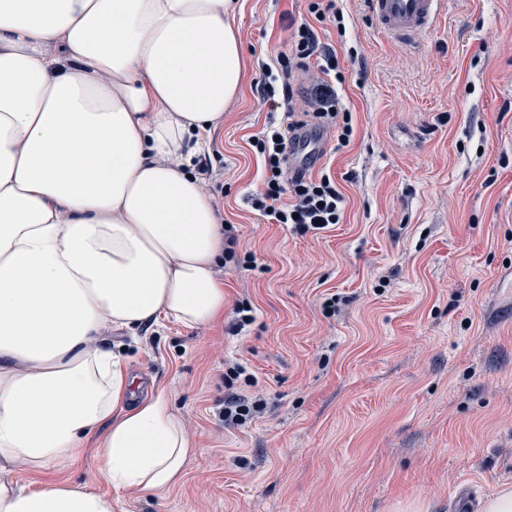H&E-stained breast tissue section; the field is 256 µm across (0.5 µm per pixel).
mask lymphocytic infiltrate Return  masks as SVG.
<instances>
[{
  "instance_id": "f902f5d3",
  "label": "lymphocytic infiltrate",
  "mask_w": 512,
  "mask_h": 512,
  "mask_svg": "<svg viewBox=\"0 0 512 512\" xmlns=\"http://www.w3.org/2000/svg\"><path fill=\"white\" fill-rule=\"evenodd\" d=\"M309 12L310 20L292 27L287 52L280 54L275 64L260 67L255 85L262 102L270 111H285L292 121L287 126L269 125L256 137L254 147L264 162V188L246 198L253 212L268 217L272 223L291 225L294 233L301 236L340 223L345 196L330 172L313 176L292 170L288 164V131L299 126L288 83L293 70L313 63L321 72V80L309 94L307 114L317 125L336 128L338 147H346L353 132L351 115L336 92L345 75L335 48L322 42L317 31L318 25L326 22L344 29V13L337 8L336 0H311ZM222 376L229 393L217 416L225 426L241 428L264 413L267 400L256 393L257 379L244 363L225 362Z\"/></svg>"
}]
</instances>
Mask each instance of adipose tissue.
<instances>
[{
	"label": "adipose tissue",
	"instance_id": "ef3b65f1",
	"mask_svg": "<svg viewBox=\"0 0 512 512\" xmlns=\"http://www.w3.org/2000/svg\"><path fill=\"white\" fill-rule=\"evenodd\" d=\"M239 0H0V512H116L49 479L109 432L115 490L175 487L193 450L139 396L115 330L224 316V231L194 161L243 90ZM41 476L17 488L16 465Z\"/></svg>",
	"mask_w": 512,
	"mask_h": 512
}]
</instances>
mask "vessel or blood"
I'll use <instances>...</instances> for the list:
<instances>
[{"mask_svg":"<svg viewBox=\"0 0 512 512\" xmlns=\"http://www.w3.org/2000/svg\"><path fill=\"white\" fill-rule=\"evenodd\" d=\"M376 25L403 40L419 38L441 16L446 0H366Z\"/></svg>","mask_w":512,"mask_h":512,"instance_id":"vessel-or-blood-1","label":"vessel or blood"}]
</instances>
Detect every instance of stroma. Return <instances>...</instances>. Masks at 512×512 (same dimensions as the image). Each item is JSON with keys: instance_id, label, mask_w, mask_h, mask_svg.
I'll return each mask as SVG.
<instances>
[{"instance_id": "35a3bbf8", "label": "stroma", "mask_w": 512, "mask_h": 512, "mask_svg": "<svg viewBox=\"0 0 512 512\" xmlns=\"http://www.w3.org/2000/svg\"><path fill=\"white\" fill-rule=\"evenodd\" d=\"M241 97L207 138L220 223L224 318L112 335L144 389L162 388L194 444L161 493L119 492V512H470L512 488V0H447L421 42L376 28L366 0H338L320 29L346 80L353 134L334 129L312 174L346 197L341 223L299 236L246 204L262 190L249 140L282 113L259 101V66L287 52L308 0H241ZM344 297L325 317L330 295ZM254 322L232 334L236 301ZM249 364L268 412L243 429L215 415L222 363Z\"/></svg>"}]
</instances>
